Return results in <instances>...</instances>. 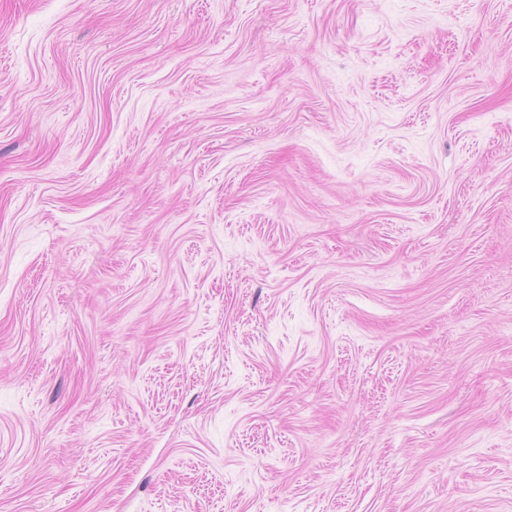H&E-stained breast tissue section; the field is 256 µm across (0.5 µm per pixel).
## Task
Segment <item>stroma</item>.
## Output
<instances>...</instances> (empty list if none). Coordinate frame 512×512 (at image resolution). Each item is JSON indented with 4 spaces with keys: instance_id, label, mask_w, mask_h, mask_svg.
<instances>
[{
    "instance_id": "35a3bbf8",
    "label": "stroma",
    "mask_w": 512,
    "mask_h": 512,
    "mask_svg": "<svg viewBox=\"0 0 512 512\" xmlns=\"http://www.w3.org/2000/svg\"><path fill=\"white\" fill-rule=\"evenodd\" d=\"M0 512H512V0H0Z\"/></svg>"
}]
</instances>
